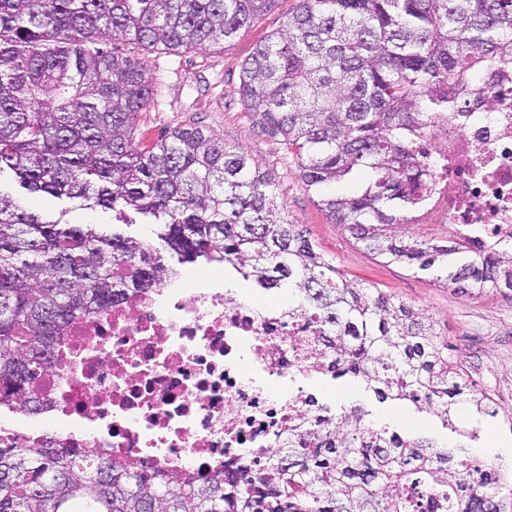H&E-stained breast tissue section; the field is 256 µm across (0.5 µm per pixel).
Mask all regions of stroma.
<instances>
[{
    "instance_id": "1",
    "label": "stroma",
    "mask_w": 512,
    "mask_h": 512,
    "mask_svg": "<svg viewBox=\"0 0 512 512\" xmlns=\"http://www.w3.org/2000/svg\"><path fill=\"white\" fill-rule=\"evenodd\" d=\"M296 4L297 0H277L275 7L242 29L226 49L219 45L187 52L146 49L116 40L118 51L137 57L159 82L149 108L138 117L140 139L149 145L175 129L197 126L226 146L242 147L256 165L273 172L278 201L289 222L332 258L342 273L358 278L364 286L382 289L431 318L448 343L449 355L463 365L477 389L492 395L497 418L466 415L460 426L478 434L470 444L473 454L495 461L501 450H512V426L507 423L512 417V300L492 291L475 298L436 281L432 273L374 258L339 225L329 223L317 205L316 193L298 178L281 145L249 130L238 95L241 66L261 40L280 29ZM38 207L71 224H116L121 232L139 240H154L152 225L131 211L122 216L83 209L49 196ZM316 386L332 407L360 404L370 422L386 423L441 444L458 439L457 433L443 427L432 414L397 402H378L365 387L330 379L317 381Z\"/></svg>"
}]
</instances>
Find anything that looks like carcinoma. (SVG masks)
Segmentation results:
<instances>
[{"label": "carcinoma", "instance_id": "1", "mask_svg": "<svg viewBox=\"0 0 512 512\" xmlns=\"http://www.w3.org/2000/svg\"><path fill=\"white\" fill-rule=\"evenodd\" d=\"M276 0H0V400L36 404L66 326L127 293L167 281L163 252L99 224L32 206L43 195L158 226L181 265L202 258L287 294L332 360L334 380H362L458 435L467 409L497 416L433 322L341 274L281 216L274 175L197 127L148 147L136 135L156 82L102 44L199 50L231 44ZM512 60V0H297L241 67L252 129L280 142L318 205L370 254L429 271L462 291L512 293V251L484 257L393 233L426 205L434 164L416 142L491 65ZM363 172L349 194L336 184ZM505 465L366 423L342 408L288 435L250 470L200 478L114 461L92 449L1 448L0 512H512Z\"/></svg>", "mask_w": 512, "mask_h": 512}]
</instances>
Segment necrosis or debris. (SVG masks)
Returning <instances> with one entry per match:
<instances>
[{
	"label": "necrosis or debris",
	"instance_id": "obj_1",
	"mask_svg": "<svg viewBox=\"0 0 512 512\" xmlns=\"http://www.w3.org/2000/svg\"><path fill=\"white\" fill-rule=\"evenodd\" d=\"M494 71L465 111L441 113L444 143H419L451 236L480 255L512 248V60ZM328 365L305 320L226 293L223 269H208L72 322L37 409L0 418V447L96 448L159 473L249 468L324 416L313 382Z\"/></svg>",
	"mask_w": 512,
	"mask_h": 512
}]
</instances>
